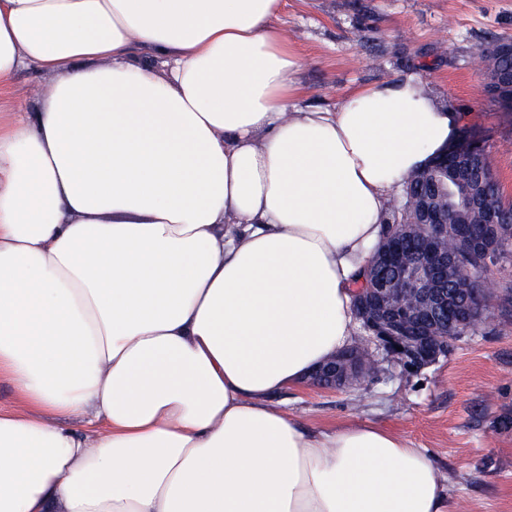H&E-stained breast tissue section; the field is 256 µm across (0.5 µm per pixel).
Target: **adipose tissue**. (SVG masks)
Listing matches in <instances>:
<instances>
[{
  "mask_svg": "<svg viewBox=\"0 0 512 512\" xmlns=\"http://www.w3.org/2000/svg\"><path fill=\"white\" fill-rule=\"evenodd\" d=\"M280 7L0 0V91L55 77L0 115V512H459L400 433L271 401L456 125L415 74L299 107ZM54 76L36 68L23 69L18 72L11 83L8 92L1 96V112H10L11 106L16 102H23L33 90L48 89L54 82Z\"/></svg>",
  "mask_w": 512,
  "mask_h": 512,
  "instance_id": "adipose-tissue-1",
  "label": "adipose tissue"
}]
</instances>
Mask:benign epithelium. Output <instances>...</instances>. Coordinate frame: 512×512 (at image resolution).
Segmentation results:
<instances>
[{
    "label": "benign epithelium",
    "mask_w": 512,
    "mask_h": 512,
    "mask_svg": "<svg viewBox=\"0 0 512 512\" xmlns=\"http://www.w3.org/2000/svg\"><path fill=\"white\" fill-rule=\"evenodd\" d=\"M484 89L506 112L512 110V68H493L484 77ZM484 149L481 140L464 132L449 147L431 159L429 168L445 171L452 185L437 191L442 203L428 196L407 197L405 207L414 213L424 233L405 258L404 234L394 227L372 256L361 279L363 288L356 307L362 328L378 346L396 357L406 368H421L448 353L457 330L484 313V280L464 297L451 288L456 257L448 252L447 199L459 196L458 207L482 208L488 225L480 234L464 224L455 225L470 246L489 254L496 224V210L488 206V188L498 180L484 165L459 174L456 164L465 155ZM367 359L349 350L322 365L312 374V383L323 388L342 389L368 376Z\"/></svg>",
    "instance_id": "benign-epithelium-1"
}]
</instances>
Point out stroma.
Segmentation results:
<instances>
[{"label": "stroma", "instance_id": "obj_1", "mask_svg": "<svg viewBox=\"0 0 512 512\" xmlns=\"http://www.w3.org/2000/svg\"><path fill=\"white\" fill-rule=\"evenodd\" d=\"M280 23L305 58L303 104L332 109L354 87L420 75L485 141L512 203V112L486 95L470 57L474 44L512 39V0H283ZM488 277L487 323L447 356L415 371L375 349L371 377L274 403L317 427L358 418L397 431L432 455L460 512H512V257Z\"/></svg>", "mask_w": 512, "mask_h": 512}]
</instances>
